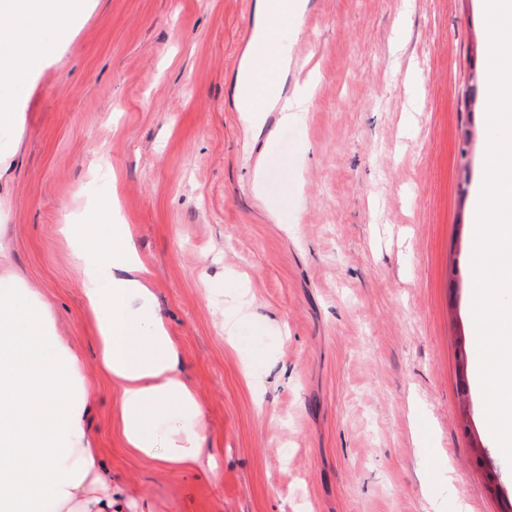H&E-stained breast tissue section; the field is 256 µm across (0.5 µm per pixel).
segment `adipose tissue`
Returning a JSON list of instances; mask_svg holds the SVG:
<instances>
[{"mask_svg": "<svg viewBox=\"0 0 512 512\" xmlns=\"http://www.w3.org/2000/svg\"><path fill=\"white\" fill-rule=\"evenodd\" d=\"M308 0H256L253 38L239 81L279 85L289 66L279 34L299 29ZM88 0H0V84L35 71ZM81 300L92 320L97 372L116 394V428L129 452L169 470L216 471L204 406L177 340L155 303L152 272L139 257L131 225L66 224ZM89 371L61 331L51 302L11 270L0 247V512H125L85 424Z\"/></svg>", "mask_w": 512, "mask_h": 512, "instance_id": "obj_1", "label": "adipose tissue"}]
</instances>
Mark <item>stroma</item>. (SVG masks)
<instances>
[{"label": "stroma", "instance_id": "obj_1", "mask_svg": "<svg viewBox=\"0 0 512 512\" xmlns=\"http://www.w3.org/2000/svg\"><path fill=\"white\" fill-rule=\"evenodd\" d=\"M255 2L89 0L0 126L13 272L95 363L60 228L131 225L224 455L211 475L127 453L104 386L86 428L154 512H504L512 463L483 396L459 386L489 146L478 0H309L285 35L309 53L282 91L307 85L312 104L286 124L269 109L257 128L235 92ZM227 276L255 316L237 346L203 285ZM251 352L261 390L243 374Z\"/></svg>", "mask_w": 512, "mask_h": 512}]
</instances>
